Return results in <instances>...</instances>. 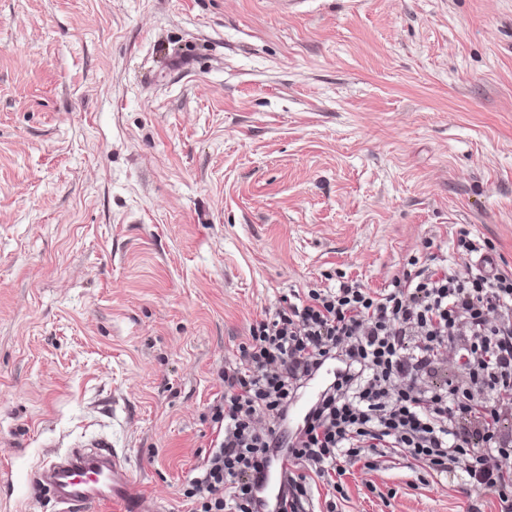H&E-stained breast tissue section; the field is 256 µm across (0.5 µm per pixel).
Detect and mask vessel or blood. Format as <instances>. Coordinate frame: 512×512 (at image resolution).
<instances>
[{
  "instance_id": "obj_1",
  "label": "vessel or blood",
  "mask_w": 512,
  "mask_h": 512,
  "mask_svg": "<svg viewBox=\"0 0 512 512\" xmlns=\"http://www.w3.org/2000/svg\"><path fill=\"white\" fill-rule=\"evenodd\" d=\"M32 484L48 494L54 512H83L100 502L112 503L120 512H156L133 472L104 437L55 451L34 471Z\"/></svg>"
}]
</instances>
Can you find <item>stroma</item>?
Instances as JSON below:
<instances>
[{
    "label": "stroma",
    "instance_id": "35a3bbf8",
    "mask_svg": "<svg viewBox=\"0 0 512 512\" xmlns=\"http://www.w3.org/2000/svg\"><path fill=\"white\" fill-rule=\"evenodd\" d=\"M512 271V0H0V512L110 438L158 512L250 323L432 240ZM332 512H500L390 456Z\"/></svg>",
    "mask_w": 512,
    "mask_h": 512
}]
</instances>
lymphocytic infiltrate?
<instances>
[{"instance_id":"lymphocytic-infiltrate-1","label":"lymphocytic infiltrate","mask_w":512,"mask_h":512,"mask_svg":"<svg viewBox=\"0 0 512 512\" xmlns=\"http://www.w3.org/2000/svg\"><path fill=\"white\" fill-rule=\"evenodd\" d=\"M457 356L444 373V350ZM341 367L292 436L283 422L325 363ZM204 417L208 450L189 512H258L256 479L290 464L273 512H309L348 465L395 455L497 496L512 512V272L461 274L413 258L382 288L353 280L290 291L250 323Z\"/></svg>"}]
</instances>
